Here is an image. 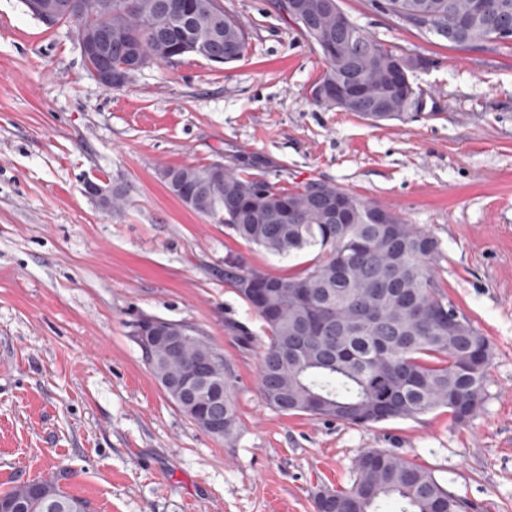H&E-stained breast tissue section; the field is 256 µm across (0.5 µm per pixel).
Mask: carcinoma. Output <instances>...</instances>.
I'll list each match as a JSON object with an SVG mask.
<instances>
[{"mask_svg": "<svg viewBox=\"0 0 512 512\" xmlns=\"http://www.w3.org/2000/svg\"><path fill=\"white\" fill-rule=\"evenodd\" d=\"M72 24L112 29V70L127 72L128 46L155 64L173 55L209 59L218 43L223 63L247 50L241 21L223 0H78ZM381 11L397 26L452 48L487 44L489 32L512 27V0H381ZM283 19L297 26L317 47L325 69L312 88L314 101L355 112L374 124L405 123L420 115L428 96L409 86L402 60L409 56L361 28L339 0H284ZM224 15L214 31L212 14ZM415 14L428 26L403 24ZM174 181L167 191L189 208L226 225L248 244L292 257L314 251L300 273L279 277L249 265L241 256L224 257V281L258 315L268 342L259 369L260 392L270 408L288 414L355 426L415 418L446 409L466 423L484 408L491 346L442 291L436 278L440 245L430 233L408 224L387 206L324 182L289 190L264 174L224 167L220 179L211 166L168 167ZM379 211L393 223L377 224ZM143 361L155 376L165 375L164 391L191 421L194 399L177 379L190 367L204 369L198 392L224 415L218 438L239 429L233 379L224 354L199 328L190 331L180 354L163 341L140 342ZM355 479L347 490L327 489L315 500L317 512H377L379 501L395 498L401 512H467L455 496L423 467L391 448H372L354 461ZM20 512H91L90 503L69 495L59 478L20 484L0 495V505Z\"/></svg>", "mask_w": 512, "mask_h": 512, "instance_id": "carcinoma-1", "label": "carcinoma"}]
</instances>
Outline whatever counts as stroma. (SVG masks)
Listing matches in <instances>:
<instances>
[{"label":"stroma","mask_w":512,"mask_h":512,"mask_svg":"<svg viewBox=\"0 0 512 512\" xmlns=\"http://www.w3.org/2000/svg\"><path fill=\"white\" fill-rule=\"evenodd\" d=\"M343 11L430 57L415 84L433 111L373 126L316 104L323 61L273 0H224L244 57L189 55L107 90L67 23L0 0V494L59 477L94 512H316L355 458L392 448L478 512H512V44L456 49L395 28L369 0ZM248 164L292 188L323 180L396 210L439 241L438 281L491 345L487 398L467 424L444 411L367 427L268 407L262 322L224 281L241 255L302 270L166 191V166ZM127 190L102 211L86 179ZM202 328L233 376L234 440L198 428L130 339L138 314Z\"/></svg>","instance_id":"1"}]
</instances>
